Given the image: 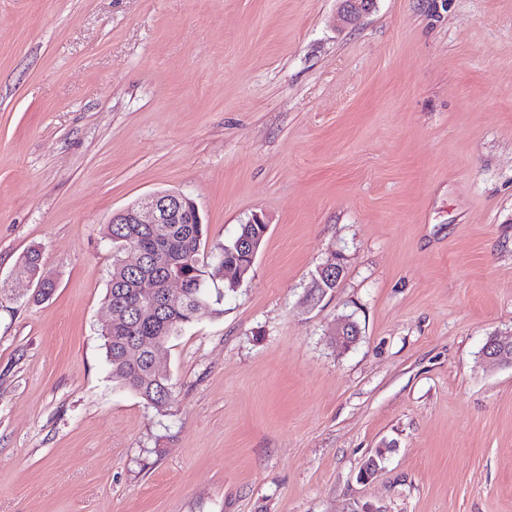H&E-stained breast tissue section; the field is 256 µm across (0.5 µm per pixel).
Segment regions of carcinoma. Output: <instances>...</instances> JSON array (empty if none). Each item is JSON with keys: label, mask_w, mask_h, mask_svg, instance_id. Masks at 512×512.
Returning <instances> with one entry per match:
<instances>
[{"label": "carcinoma", "mask_w": 512, "mask_h": 512, "mask_svg": "<svg viewBox=\"0 0 512 512\" xmlns=\"http://www.w3.org/2000/svg\"><path fill=\"white\" fill-rule=\"evenodd\" d=\"M262 224H242L236 236L225 244L205 251L207 228L204 224H127L121 217L107 225L106 237L112 243V269L107 284L106 301L122 317V323L111 330L101 329V339L112 382L127 387L147 404L162 411L173 400L169 375L153 365V347L163 348L182 329L195 320L196 302L207 303L209 310L224 299L220 288L211 286L224 279V257L243 260L251 246L264 241ZM164 243L162 251L149 254L131 265L126 262L132 243H148L151 239ZM41 268V253L28 250L15 268V275L31 278ZM149 277L160 288L168 280L179 278L183 298L170 301L157 297L155 313L139 314L140 280Z\"/></svg>", "instance_id": "cac0c4a2"}]
</instances>
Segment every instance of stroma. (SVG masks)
Instances as JSON below:
<instances>
[{
	"instance_id": "35a3bbf8",
	"label": "stroma",
	"mask_w": 512,
	"mask_h": 512,
	"mask_svg": "<svg viewBox=\"0 0 512 512\" xmlns=\"http://www.w3.org/2000/svg\"><path fill=\"white\" fill-rule=\"evenodd\" d=\"M338 7L0 0V512H512V0ZM162 190L211 246L269 224L164 412L100 338L106 226ZM336 264L327 265L324 267H320L318 269L319 273V279L314 278V284L311 288H320V289H313L311 293H308L305 297L304 303L313 305L318 303L327 293L328 290L331 291L333 288H336L339 280L342 277L343 269L339 265L338 261H334ZM322 282H328V284H333V287L325 284L327 288H325L322 284ZM336 282V284H335Z\"/></svg>"
}]
</instances>
